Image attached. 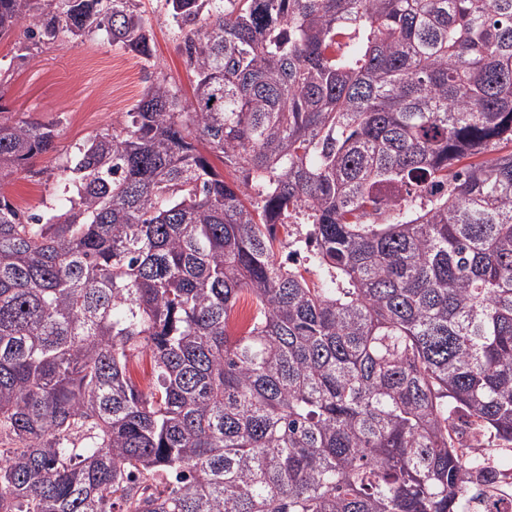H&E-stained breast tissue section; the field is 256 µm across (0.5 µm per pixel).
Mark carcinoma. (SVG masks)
<instances>
[{"label":"carcinoma","instance_id":"cac0c4a2","mask_svg":"<svg viewBox=\"0 0 512 512\" xmlns=\"http://www.w3.org/2000/svg\"><path fill=\"white\" fill-rule=\"evenodd\" d=\"M138 2L0 0L148 82L51 211L0 194V512H469L471 439L512 447V0H160L190 112ZM55 138L1 120L0 180ZM141 11L153 35L154 75L165 78L167 83L179 90L183 100L190 101L194 84V74L185 62L179 50L176 27L157 0H141Z\"/></svg>","mask_w":512,"mask_h":512}]
</instances>
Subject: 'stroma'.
Here are the masks:
<instances>
[{"label":"stroma","mask_w":512,"mask_h":512,"mask_svg":"<svg viewBox=\"0 0 512 512\" xmlns=\"http://www.w3.org/2000/svg\"><path fill=\"white\" fill-rule=\"evenodd\" d=\"M154 41L155 72L191 99L194 74L178 44L176 27L158 0H141ZM146 86L140 64L98 34L66 43L29 45L23 28L0 41V104L14 120L54 124L53 151L29 169L0 180L22 210L44 213L53 202L55 176L89 135L121 130Z\"/></svg>","instance_id":"35a3bbf8"}]
</instances>
